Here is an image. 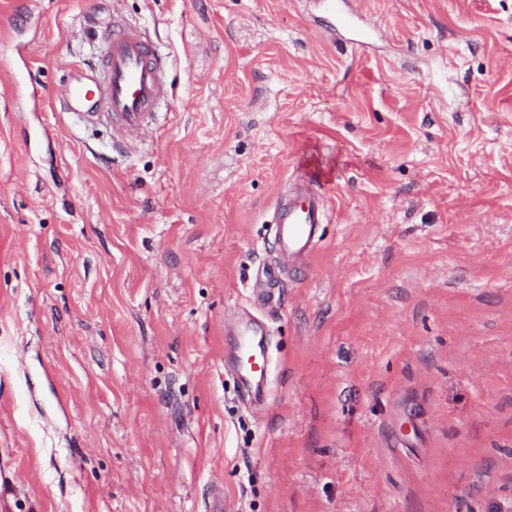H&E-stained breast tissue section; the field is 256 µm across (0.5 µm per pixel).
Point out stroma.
Masks as SVG:
<instances>
[{
  "label": "stroma",
  "instance_id": "35a3bbf8",
  "mask_svg": "<svg viewBox=\"0 0 512 512\" xmlns=\"http://www.w3.org/2000/svg\"><path fill=\"white\" fill-rule=\"evenodd\" d=\"M342 7L0 0V512H512V0ZM116 16L173 91L128 151L54 104ZM328 211L320 180L304 173L290 184L275 208L274 243L278 253L295 260L308 256L320 239ZM240 356V380L244 390L255 399L263 396V386L269 371V359L264 337L251 328L243 330Z\"/></svg>",
  "mask_w": 512,
  "mask_h": 512
}]
</instances>
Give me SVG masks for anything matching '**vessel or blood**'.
<instances>
[{
  "label": "vessel or blood",
  "instance_id": "obj_1",
  "mask_svg": "<svg viewBox=\"0 0 512 512\" xmlns=\"http://www.w3.org/2000/svg\"><path fill=\"white\" fill-rule=\"evenodd\" d=\"M104 43V51L92 65L79 67L70 81L61 85L57 100L76 122L109 125L121 144L141 142L148 115L167 94L165 58L138 29L117 21L105 34ZM327 220L320 180L301 175L275 208L274 243L279 253L296 260L308 256ZM269 365L264 338L244 329L240 380L254 398L263 396Z\"/></svg>",
  "mask_w": 512,
  "mask_h": 512
}]
</instances>
